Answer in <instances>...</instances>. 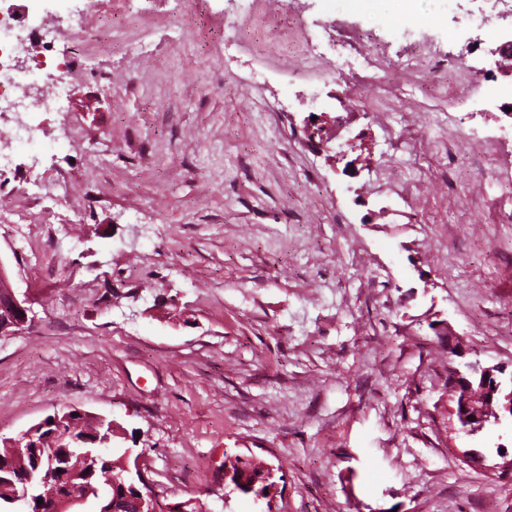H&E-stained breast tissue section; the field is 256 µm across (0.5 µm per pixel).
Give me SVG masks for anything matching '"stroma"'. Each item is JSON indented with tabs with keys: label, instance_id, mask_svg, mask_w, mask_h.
I'll use <instances>...</instances> for the list:
<instances>
[{
	"label": "stroma",
	"instance_id": "stroma-1",
	"mask_svg": "<svg viewBox=\"0 0 512 512\" xmlns=\"http://www.w3.org/2000/svg\"><path fill=\"white\" fill-rule=\"evenodd\" d=\"M13 4L58 17L73 91L58 112L40 82L38 139L0 142V262L35 312L0 340V435L113 419L162 512H263L225 494L228 451L278 467L276 512H512V474L457 454L512 425L457 433L433 331L512 362V14L485 32L486 0H416L414 72L396 0H264L260 22L241 0ZM468 68L499 109L454 106Z\"/></svg>",
	"mask_w": 512,
	"mask_h": 512
}]
</instances>
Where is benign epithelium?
<instances>
[{"label":"benign epithelium","instance_id":"benign-epithelium-1","mask_svg":"<svg viewBox=\"0 0 512 512\" xmlns=\"http://www.w3.org/2000/svg\"><path fill=\"white\" fill-rule=\"evenodd\" d=\"M32 299L25 294L20 296L12 286L8 272L0 261V339L20 336L30 329L34 322ZM448 395L454 403L451 414L456 419L457 431L473 436L489 425H499L512 421V370L496 363L487 364L479 360L463 361L448 368ZM60 413L31 426L14 438L3 439L9 448H19L22 443L34 438L39 429L58 423ZM131 451L122 457L123 471L131 475L130 488L140 504L147 506V512H157L156 496L143 470L142 456L130 458ZM87 454L70 452L46 468L35 460V468L27 471L23 483L38 479L42 485H66L68 494L53 495L51 501L43 503L49 512H64L77 498L79 486L74 479L81 470L87 468ZM242 489L255 495L256 500L272 501L277 484L266 481V469L258 472L241 467L233 469L224 466V487Z\"/></svg>","mask_w":512,"mask_h":512}]
</instances>
